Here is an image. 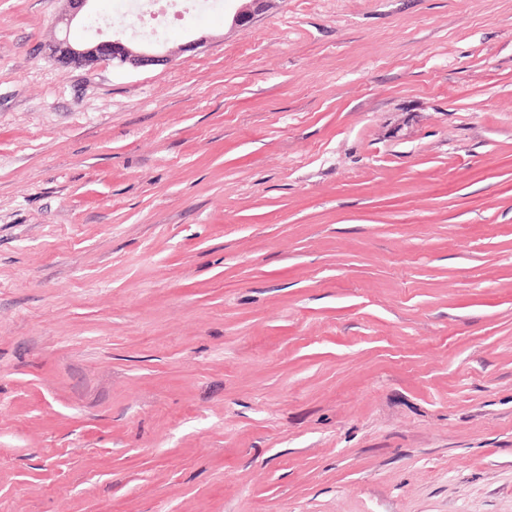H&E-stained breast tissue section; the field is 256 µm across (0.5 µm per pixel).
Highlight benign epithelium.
<instances>
[{"instance_id":"benign-epithelium-1","label":"benign epithelium","mask_w":512,"mask_h":512,"mask_svg":"<svg viewBox=\"0 0 512 512\" xmlns=\"http://www.w3.org/2000/svg\"><path fill=\"white\" fill-rule=\"evenodd\" d=\"M68 10L58 18V23L68 28L79 14L90 15V5L93 0H66ZM271 0H243L232 15L231 23L237 27L249 26L256 15L264 12ZM50 54L58 59L79 63L106 64L115 68L141 67L159 64L169 60L167 56L151 53L130 45L119 37L99 40L87 45H77L64 36L49 46Z\"/></svg>"}]
</instances>
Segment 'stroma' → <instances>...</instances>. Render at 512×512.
Segmentation results:
<instances>
[{
    "label": "stroma",
    "instance_id": "stroma-1",
    "mask_svg": "<svg viewBox=\"0 0 512 512\" xmlns=\"http://www.w3.org/2000/svg\"><path fill=\"white\" fill-rule=\"evenodd\" d=\"M224 4L0 0V512H512V0ZM66 2L68 10L57 20L65 27L66 33L64 37L57 39L49 46L52 56L74 63L111 65L112 68H137L169 60L168 56L156 55L147 49L134 47L124 39L114 36L87 45L73 44L67 37L68 28L81 12H84L85 16L90 15V5L94 0H66ZM245 2L232 15L231 23L237 27H248L254 20L255 16L264 12L271 0H228Z\"/></svg>",
    "mask_w": 512,
    "mask_h": 512
}]
</instances>
